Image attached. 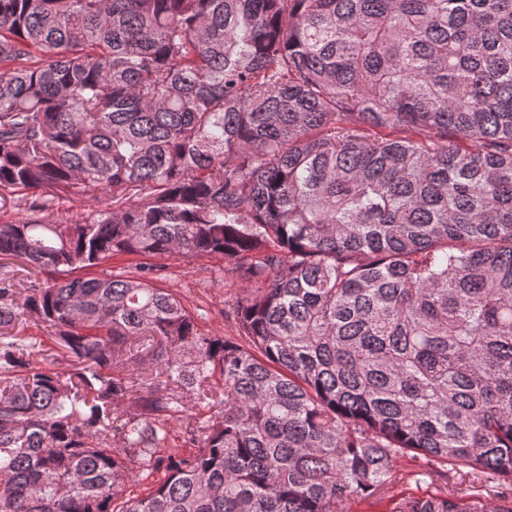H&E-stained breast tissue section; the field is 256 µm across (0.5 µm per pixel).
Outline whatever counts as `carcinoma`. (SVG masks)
<instances>
[{
	"mask_svg": "<svg viewBox=\"0 0 512 512\" xmlns=\"http://www.w3.org/2000/svg\"><path fill=\"white\" fill-rule=\"evenodd\" d=\"M6 196L0 512H512L392 493L512 484V0H0ZM164 256L231 262L237 336ZM424 465L421 455L399 457L394 464V476L403 479L397 484L395 492L415 496L434 494L439 488L443 489L445 482H448L450 489H456L462 494L479 493L487 502L494 503L498 500L500 493L504 491L502 485L488 483L485 481V477L479 473L472 476L465 473V470L464 472L444 470L445 474L442 477L433 475V481L425 478L426 482L416 483L409 475L421 472Z\"/></svg>",
	"mask_w": 512,
	"mask_h": 512,
	"instance_id": "obj_1",
	"label": "carcinoma"
}]
</instances>
